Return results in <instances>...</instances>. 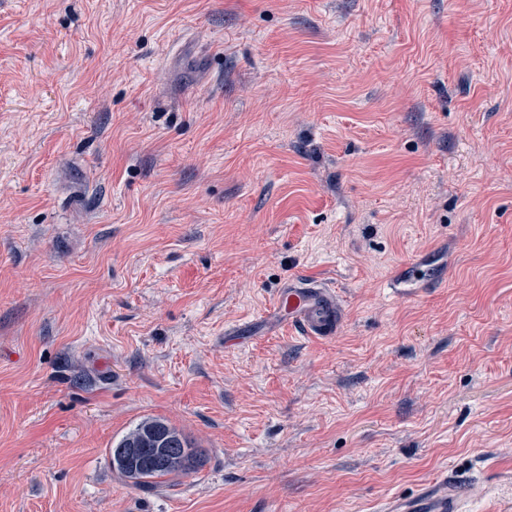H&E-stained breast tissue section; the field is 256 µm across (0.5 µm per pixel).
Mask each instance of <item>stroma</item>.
<instances>
[{"label":"stroma","instance_id":"obj_1","mask_svg":"<svg viewBox=\"0 0 512 512\" xmlns=\"http://www.w3.org/2000/svg\"><path fill=\"white\" fill-rule=\"evenodd\" d=\"M146 417L203 463L128 487ZM448 469L512 512V0H0V512H375ZM277 307L288 314V322L314 339L334 337L343 322L342 300L326 283L300 277L288 280L277 296Z\"/></svg>","mask_w":512,"mask_h":512}]
</instances>
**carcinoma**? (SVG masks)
Segmentation results:
<instances>
[{
    "instance_id": "obj_1",
    "label": "carcinoma",
    "mask_w": 512,
    "mask_h": 512,
    "mask_svg": "<svg viewBox=\"0 0 512 512\" xmlns=\"http://www.w3.org/2000/svg\"><path fill=\"white\" fill-rule=\"evenodd\" d=\"M204 451L161 418L146 417L110 448L112 469L132 488L158 485L196 469Z\"/></svg>"
}]
</instances>
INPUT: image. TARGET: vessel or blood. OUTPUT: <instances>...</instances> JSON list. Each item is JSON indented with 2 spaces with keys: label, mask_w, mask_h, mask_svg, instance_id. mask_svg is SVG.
I'll use <instances>...</instances> for the list:
<instances>
[{
  "label": "vessel or blood",
  "mask_w": 512,
  "mask_h": 512,
  "mask_svg": "<svg viewBox=\"0 0 512 512\" xmlns=\"http://www.w3.org/2000/svg\"><path fill=\"white\" fill-rule=\"evenodd\" d=\"M276 304L290 324L314 339L334 337L343 322L342 300L326 283L290 279L279 291ZM467 498L466 486L446 477L425 484L413 497L390 498L382 512H464Z\"/></svg>",
  "instance_id": "b4317fda"
}]
</instances>
